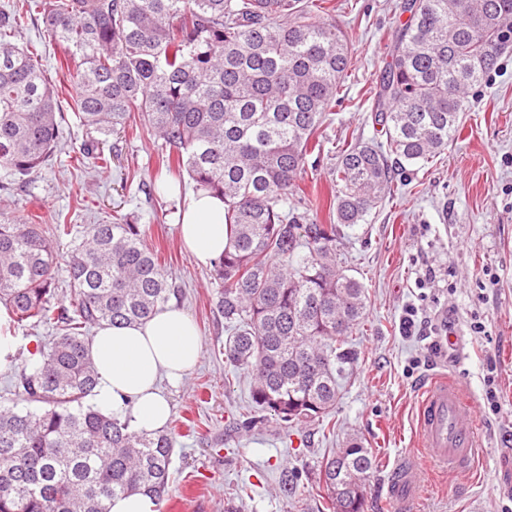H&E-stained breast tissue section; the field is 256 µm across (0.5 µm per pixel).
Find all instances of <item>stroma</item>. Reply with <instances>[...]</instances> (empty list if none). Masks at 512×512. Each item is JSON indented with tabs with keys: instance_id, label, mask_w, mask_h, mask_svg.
Masks as SVG:
<instances>
[{
	"instance_id": "35a3bbf8",
	"label": "stroma",
	"mask_w": 512,
	"mask_h": 512,
	"mask_svg": "<svg viewBox=\"0 0 512 512\" xmlns=\"http://www.w3.org/2000/svg\"><path fill=\"white\" fill-rule=\"evenodd\" d=\"M399 0H329L330 15L346 33L352 64L336 118L322 126L321 152L309 155L300 186L303 211L314 224L329 221L328 185L342 148L383 141L372 119L377 76L403 18ZM21 40L37 52L60 92L64 151L27 181L0 178V222L39 210L48 224H100L119 218L143 225L181 305L201 337L198 364L178 383L160 380L172 405L176 445L170 492L160 512H224L239 497L243 512H320L317 465L324 453L352 437L377 457L366 486L365 512H395L388 495L391 470L418 454L417 406L422 387L439 374L453 376L472 395L486 448L478 475L426 478L410 489V512H503L512 504V50L477 96L463 129L430 165L409 167L397 191L368 215L343 228L338 244L347 274L368 295L367 315L352 344L357 359L341 385L328 422L288 431L274 423L244 430L251 406L249 377L226 363L227 332L213 308L218 289L209 267L184 252L176 223L195 188L182 180L158 197L149 186L162 168L165 147L145 129L108 137V170L89 169L79 150L86 130L75 117L76 86L60 67L63 51L44 37L42 21L26 24ZM416 307L420 336L400 322ZM483 332H473L474 322ZM459 329L457 345L433 352L432 335ZM10 365L0 368V396L12 369L49 341L47 326H15ZM494 375L501 408L484 405L486 375ZM290 481L294 494L281 490Z\"/></svg>"
}]
</instances>
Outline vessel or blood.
Listing matches in <instances>:
<instances>
[{"mask_svg":"<svg viewBox=\"0 0 512 512\" xmlns=\"http://www.w3.org/2000/svg\"><path fill=\"white\" fill-rule=\"evenodd\" d=\"M420 447L425 457L443 472L466 477L478 473V433L475 409L454 379L434 378L420 394L417 413ZM412 468H398L389 487L400 507H407L406 487L421 481Z\"/></svg>","mask_w":512,"mask_h":512,"instance_id":"obj_1","label":"vessel or blood"}]
</instances>
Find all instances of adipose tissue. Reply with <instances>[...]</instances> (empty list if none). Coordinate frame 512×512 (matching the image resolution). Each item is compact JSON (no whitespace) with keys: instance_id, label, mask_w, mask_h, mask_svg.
Wrapping results in <instances>:
<instances>
[{"instance_id":"1","label":"adipose tissue","mask_w":512,"mask_h":512,"mask_svg":"<svg viewBox=\"0 0 512 512\" xmlns=\"http://www.w3.org/2000/svg\"><path fill=\"white\" fill-rule=\"evenodd\" d=\"M224 202L205 191L190 198L179 225L189 257L211 264L226 242ZM201 339L192 319L169 303L147 321L100 325L87 345L97 371L92 403L105 412L129 416L135 431L167 425L171 406L157 388L159 376L179 382L199 361Z\"/></svg>"}]
</instances>
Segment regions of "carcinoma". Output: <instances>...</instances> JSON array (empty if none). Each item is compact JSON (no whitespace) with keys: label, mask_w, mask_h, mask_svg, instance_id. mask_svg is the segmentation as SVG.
Returning a JSON list of instances; mask_svg holds the SVG:
<instances>
[{"label":"carcinoma","mask_w":512,"mask_h":512,"mask_svg":"<svg viewBox=\"0 0 512 512\" xmlns=\"http://www.w3.org/2000/svg\"><path fill=\"white\" fill-rule=\"evenodd\" d=\"M326 0H35L78 86L89 139L134 116L164 141L167 167L224 200V254L212 264L216 309L231 327L226 362L251 377L256 415L288 428L328 416L355 360L363 284L336 264L344 227L394 192L396 172L428 163L462 129L470 91L512 47V0H401L406 16L380 71L375 123L383 143H356L332 172V224L288 207L306 156L321 148L351 65ZM31 11L0 9V168L38 174L62 131L58 89L28 46L13 41ZM39 224L0 223V303L19 325L56 330L40 359L15 371L0 400V512H109L119 494L166 495L174 441L86 403L97 384L88 333L152 317L181 289L138 224H87L65 259ZM65 300L52 303L58 263ZM376 456L357 439L323 456L329 512H364Z\"/></svg>","instance_id":"obj_1"}]
</instances>
